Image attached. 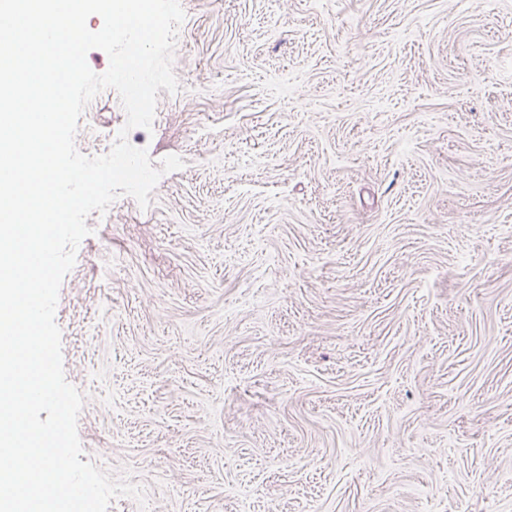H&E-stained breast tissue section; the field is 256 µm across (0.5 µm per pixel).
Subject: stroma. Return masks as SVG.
<instances>
[{
	"label": "stroma",
	"instance_id": "obj_1",
	"mask_svg": "<svg viewBox=\"0 0 512 512\" xmlns=\"http://www.w3.org/2000/svg\"><path fill=\"white\" fill-rule=\"evenodd\" d=\"M180 3L128 141L184 167L55 314L107 512H512V0Z\"/></svg>",
	"mask_w": 512,
	"mask_h": 512
}]
</instances>
